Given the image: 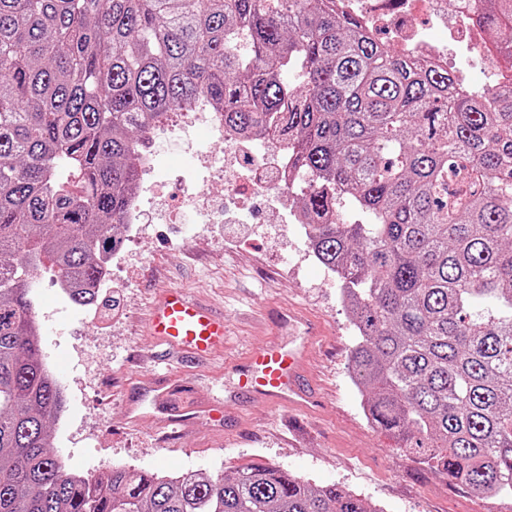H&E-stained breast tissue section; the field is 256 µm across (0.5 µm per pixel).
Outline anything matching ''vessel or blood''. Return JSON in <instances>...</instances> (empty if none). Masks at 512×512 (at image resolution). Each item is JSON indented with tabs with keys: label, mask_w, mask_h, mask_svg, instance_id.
I'll use <instances>...</instances> for the list:
<instances>
[{
	"label": "vessel or blood",
	"mask_w": 512,
	"mask_h": 512,
	"mask_svg": "<svg viewBox=\"0 0 512 512\" xmlns=\"http://www.w3.org/2000/svg\"><path fill=\"white\" fill-rule=\"evenodd\" d=\"M157 342L189 358L207 359L224 351V316L209 305L188 298L182 289H161L147 320ZM316 337L313 331L281 344L252 349L232 370L240 396L285 404L302 411L318 402L316 387L304 372Z\"/></svg>",
	"instance_id": "obj_1"
}]
</instances>
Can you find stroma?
<instances>
[{
  "label": "stroma",
  "instance_id": "35a3bbf8",
  "mask_svg": "<svg viewBox=\"0 0 512 512\" xmlns=\"http://www.w3.org/2000/svg\"><path fill=\"white\" fill-rule=\"evenodd\" d=\"M159 149L171 162L163 198L148 200L149 222L97 303L73 305L44 270L33 288L43 352L58 368L66 400L53 424L55 453L85 475L114 464L211 474L254 463L319 488H347L385 512H512L511 497L477 499L372 428L348 366L357 336L340 285L306 257L303 229L277 223L263 197L246 211L225 208L220 224L169 223L161 206L177 205L202 182L179 139ZM169 285L223 313L222 355L195 362L149 335V307ZM286 311L319 327L306 372L321 402L303 415L231 394L232 363L254 347L287 342ZM158 378L173 386L178 406H154L148 387ZM217 399L224 402L219 423L205 412Z\"/></svg>",
  "mask_w": 512,
  "mask_h": 512
}]
</instances>
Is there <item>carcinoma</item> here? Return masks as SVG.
<instances>
[{
	"mask_svg": "<svg viewBox=\"0 0 512 512\" xmlns=\"http://www.w3.org/2000/svg\"><path fill=\"white\" fill-rule=\"evenodd\" d=\"M478 26L512 47V0ZM457 84L329 0H0V512H384L271 466L80 476L53 452L33 279L47 260L96 303L133 150L199 103L297 170L372 426L481 499L512 494V88Z\"/></svg>",
	"mask_w": 512,
	"mask_h": 512,
	"instance_id": "cac0c4a2",
	"label": "carcinoma"
}]
</instances>
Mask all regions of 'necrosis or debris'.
I'll return each mask as SVG.
<instances>
[{
  "label": "necrosis or debris",
  "instance_id": "obj_1",
  "mask_svg": "<svg viewBox=\"0 0 512 512\" xmlns=\"http://www.w3.org/2000/svg\"><path fill=\"white\" fill-rule=\"evenodd\" d=\"M336 11L360 20L369 32L397 22L392 48L400 53L417 56L441 69L458 68L465 72L462 89H470V74L494 76L498 84L512 82V70L502 67V56L488 43L484 32L472 22L471 7L458 0H336ZM204 127L224 143V160L214 165L209 156H198L199 167L208 171L207 180L221 184L223 197L211 202L206 189L182 201L184 209L208 214L210 223L224 221V206L246 208L249 198L239 191L240 179H248L257 196L273 195L287 200L288 186L293 174L283 151L270 141L235 135L224 128V115L214 110L193 113L187 124L179 126L171 117H163L149 126L155 140L180 135L184 143H191V129Z\"/></svg>",
  "mask_w": 512,
  "mask_h": 512
}]
</instances>
